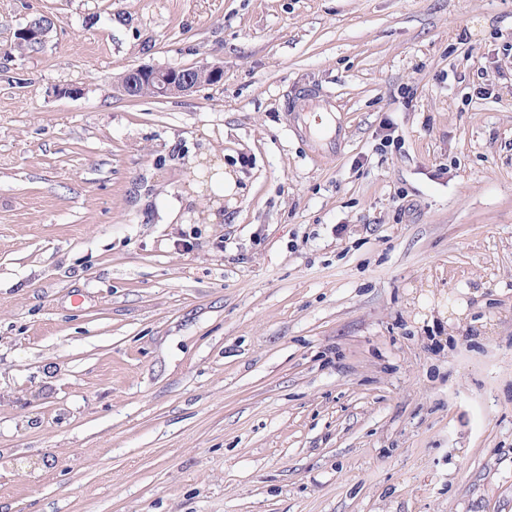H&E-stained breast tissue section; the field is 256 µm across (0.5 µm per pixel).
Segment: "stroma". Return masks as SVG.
I'll return each instance as SVG.
<instances>
[{
	"mask_svg": "<svg viewBox=\"0 0 512 512\" xmlns=\"http://www.w3.org/2000/svg\"><path fill=\"white\" fill-rule=\"evenodd\" d=\"M0 512H512V0H0ZM51 24V20L47 17L42 21L35 18L28 19L26 23L16 31V41H26L43 46L47 34L50 31ZM224 69L220 65L196 67L139 66L129 69L117 77L115 89L129 100L141 98V90L148 87L152 97L169 98L185 95L203 85L220 81ZM332 96L328 94L324 89L314 86L304 87L294 92L293 95H290L285 103L286 113L289 116L296 117L298 112V103L299 101H305L306 106L307 103L311 104L315 108H320V103H328L333 104L331 101ZM301 109V112H304L305 108Z\"/></svg>",
	"mask_w": 512,
	"mask_h": 512,
	"instance_id": "obj_1",
	"label": "stroma"
}]
</instances>
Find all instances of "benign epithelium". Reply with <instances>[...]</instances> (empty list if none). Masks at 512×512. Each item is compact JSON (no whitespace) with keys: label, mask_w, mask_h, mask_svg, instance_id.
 <instances>
[{"label":"benign epithelium","mask_w":512,"mask_h":512,"mask_svg":"<svg viewBox=\"0 0 512 512\" xmlns=\"http://www.w3.org/2000/svg\"><path fill=\"white\" fill-rule=\"evenodd\" d=\"M51 20L29 19L20 27L15 38L33 44L44 45ZM224 69L220 65H202L196 67H153L139 66L129 69L117 77L115 89L129 100L141 98V90L147 87L155 98H169L185 95L203 85L220 81Z\"/></svg>","instance_id":"1"}]
</instances>
